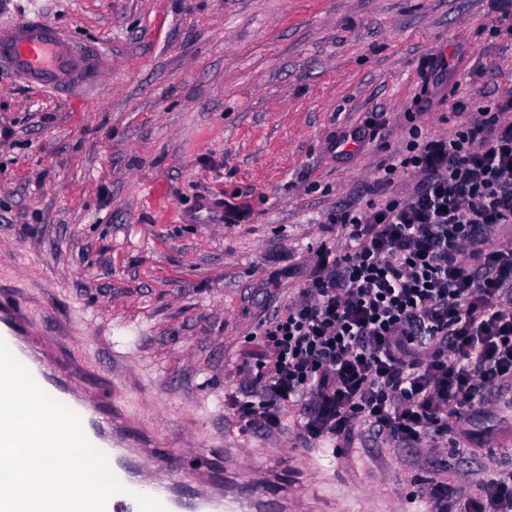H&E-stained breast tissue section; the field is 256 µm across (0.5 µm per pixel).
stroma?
<instances>
[{"mask_svg": "<svg viewBox=\"0 0 512 512\" xmlns=\"http://www.w3.org/2000/svg\"><path fill=\"white\" fill-rule=\"evenodd\" d=\"M98 51L91 89L57 97L0 70V285L31 326L67 324L59 353L110 389L167 447L206 457L243 445L257 463L300 451L292 426L239 428L252 333L301 285L324 212L364 204L408 113L429 137L451 103L512 95V37L494 0H15ZM446 56L442 103L421 109L427 58ZM385 141L337 157L330 142L371 113ZM210 194L236 224H185ZM512 412L476 416L472 442L433 451L356 441L317 454L311 488L351 512L401 506L428 479L512 468L494 444Z\"/></svg>", "mask_w": 512, "mask_h": 512, "instance_id": "obj_1", "label": "stroma"}]
</instances>
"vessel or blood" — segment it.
<instances>
[{
  "label": "vessel or blood",
  "mask_w": 512,
  "mask_h": 512,
  "mask_svg": "<svg viewBox=\"0 0 512 512\" xmlns=\"http://www.w3.org/2000/svg\"><path fill=\"white\" fill-rule=\"evenodd\" d=\"M0 68L27 84L55 93L96 84L99 55L74 36L37 15L0 26ZM25 306L12 289H0V341L30 371L48 395L80 419L87 439L102 450L124 492L113 495L106 512H139L137 496L160 501L167 512H295L298 486L288 477L287 459L242 472L229 458L206 461L192 479L177 480L183 458L146 437L117 407L83 391L85 379L73 367L51 364L28 339Z\"/></svg>",
  "instance_id": "1"
}]
</instances>
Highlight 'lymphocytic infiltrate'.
Here are the masks:
<instances>
[{"label": "lymphocytic infiltrate", "mask_w": 512, "mask_h": 512, "mask_svg": "<svg viewBox=\"0 0 512 512\" xmlns=\"http://www.w3.org/2000/svg\"><path fill=\"white\" fill-rule=\"evenodd\" d=\"M416 182L385 197L398 173ZM364 207L341 204L300 288L262 324L226 402L243 428L280 430L299 410L306 444L370 436L438 448L512 386V95L445 138L408 123ZM428 483L433 512H512V470Z\"/></svg>", "instance_id": "f902f5d3"}]
</instances>
